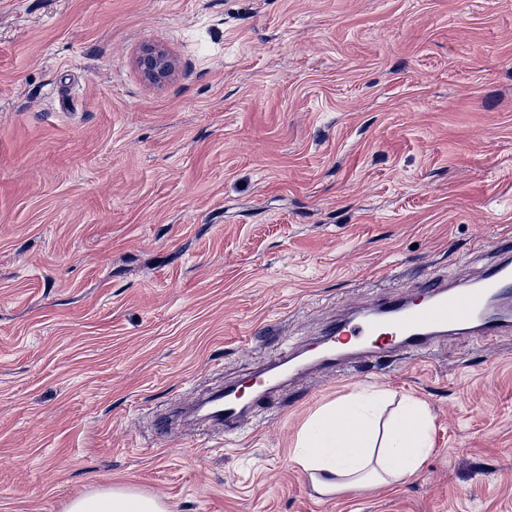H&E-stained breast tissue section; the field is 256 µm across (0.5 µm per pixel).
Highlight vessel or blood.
Returning <instances> with one entry per match:
<instances>
[{
	"mask_svg": "<svg viewBox=\"0 0 512 512\" xmlns=\"http://www.w3.org/2000/svg\"><path fill=\"white\" fill-rule=\"evenodd\" d=\"M451 333L472 336L484 345L512 335V251L501 250L479 281L451 285L431 275L406 295L331 321L323 333L324 351L313 361L299 365L294 355L283 351L252 374L251 395H243L233 384L211 391L206 402L216 412L208 420L217 431L235 432L298 376L332 372L360 356L380 359L399 352L422 358Z\"/></svg>",
	"mask_w": 512,
	"mask_h": 512,
	"instance_id": "b4317fda",
	"label": "vessel or blood"
}]
</instances>
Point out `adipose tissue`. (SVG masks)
Wrapping results in <instances>:
<instances>
[{
    "label": "adipose tissue",
    "mask_w": 512,
    "mask_h": 512,
    "mask_svg": "<svg viewBox=\"0 0 512 512\" xmlns=\"http://www.w3.org/2000/svg\"><path fill=\"white\" fill-rule=\"evenodd\" d=\"M385 396L360 393L321 407L303 429L292 460L323 495L395 483L414 474L430 454L432 418L418 401L404 402L386 427L378 425ZM65 512H169L160 497L108 487L73 499Z\"/></svg>",
    "instance_id": "ef3b65f1"
}]
</instances>
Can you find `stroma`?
Wrapping results in <instances>:
<instances>
[{"label":"stroma","mask_w":512,"mask_h":512,"mask_svg":"<svg viewBox=\"0 0 512 512\" xmlns=\"http://www.w3.org/2000/svg\"><path fill=\"white\" fill-rule=\"evenodd\" d=\"M174 69L149 81L143 52ZM512 239V0H0V512H512V335L290 384L239 433L155 422ZM367 387L433 419L403 482L292 460ZM65 512H169L160 497L129 487H108L75 498Z\"/></svg>","instance_id":"35a3bbf8"}]
</instances>
